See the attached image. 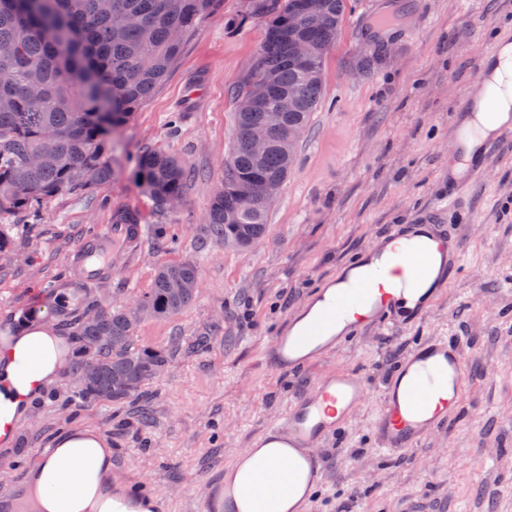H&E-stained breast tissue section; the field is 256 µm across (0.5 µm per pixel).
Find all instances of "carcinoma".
Returning <instances> with one entry per match:
<instances>
[{
    "label": "carcinoma",
    "instance_id": "1",
    "mask_svg": "<svg viewBox=\"0 0 512 512\" xmlns=\"http://www.w3.org/2000/svg\"><path fill=\"white\" fill-rule=\"evenodd\" d=\"M216 0H0V214L30 211L64 192L112 182L117 168L107 157L112 135L123 127L175 64L183 41ZM254 12L268 15L263 45L236 98L234 138L224 162V182L209 204L206 230L222 241L253 244L264 234L275 195L294 163L298 140L277 136L262 159L247 148L251 127L288 101L285 126L306 128L321 101L323 58L335 44L346 0H251ZM302 42L305 56L295 53ZM271 78L262 103H243L252 88ZM47 154L39 167L29 164ZM138 186L156 207L180 198L195 170L180 158L152 149L138 153ZM250 180L257 196L241 202L226 191ZM235 215L229 224L224 216ZM112 223L128 226V241L140 234L135 213L119 209ZM199 278L195 263L163 266L151 288L140 294L148 316L178 314L195 298L190 288L172 291L177 280ZM89 314L96 320L86 319ZM69 335L83 342L76 369L78 397L87 402L123 404L142 396L167 364L163 351L136 347L123 306L85 297V308L70 323Z\"/></svg>",
    "mask_w": 512,
    "mask_h": 512
}]
</instances>
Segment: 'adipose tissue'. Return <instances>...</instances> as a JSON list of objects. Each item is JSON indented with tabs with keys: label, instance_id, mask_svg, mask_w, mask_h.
I'll return each mask as SVG.
<instances>
[{
	"label": "adipose tissue",
	"instance_id": "obj_1",
	"mask_svg": "<svg viewBox=\"0 0 512 512\" xmlns=\"http://www.w3.org/2000/svg\"><path fill=\"white\" fill-rule=\"evenodd\" d=\"M483 78L457 118L448 175L467 177L501 129L512 125V40L501 39L482 65ZM75 342L48 310L0 333V446L9 447L32 402L67 370ZM20 512H156L157 502H134L112 474L110 441L97 430L58 433L26 475Z\"/></svg>",
	"mask_w": 512,
	"mask_h": 512
}]
</instances>
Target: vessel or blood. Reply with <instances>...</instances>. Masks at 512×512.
Returning a JSON list of instances; mask_svg holds the SVG:
<instances>
[{
	"label": "vessel or blood",
	"instance_id": "b4317fda",
	"mask_svg": "<svg viewBox=\"0 0 512 512\" xmlns=\"http://www.w3.org/2000/svg\"><path fill=\"white\" fill-rule=\"evenodd\" d=\"M424 230L427 244L416 246L401 260L381 259L377 271L350 287L338 289L303 332L277 337L272 366L282 371H300L369 326L399 330L417 322L427 311L428 302L403 306L387 291L391 280L405 285L419 283L427 275L436 252L443 258L446 274H453L462 254V239L455 228L444 230L428 224ZM100 242V237L88 236L78 247L84 259V276L89 281L99 278L107 257ZM469 385L463 352L454 339L430 338L413 347L382 388V406L373 422L380 452L399 456L422 446L447 423L449 415L459 411ZM369 392L365 372L343 369L319 376L297 393L255 442L259 448L278 443L300 451L299 456L287 460L271 458L266 468L268 481L292 484L302 470L311 474L313 484H321L324 469L319 447L348 426L354 410L366 401Z\"/></svg>",
	"mask_w": 512,
	"mask_h": 512
}]
</instances>
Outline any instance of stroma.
<instances>
[{
    "label": "stroma",
    "instance_id": "1",
    "mask_svg": "<svg viewBox=\"0 0 512 512\" xmlns=\"http://www.w3.org/2000/svg\"><path fill=\"white\" fill-rule=\"evenodd\" d=\"M385 0H349L323 63L322 100L270 208L264 237L242 248L203 229L233 142L234 92L250 73L266 18L249 0H220L186 38L167 78L132 114L109 151L118 176L101 188L45 201L41 220L11 213L0 262V330L36 306L83 308L75 254L88 227L138 212L137 245L93 284L116 305L150 288L165 264L195 263L200 287L177 315L134 328V342L166 350L161 375L140 401L84 403L65 372L32 406L11 448L0 450V512L25 471L62 427L100 429L112 466L131 488L165 498L164 512H206L223 501L224 473L319 373L365 370L370 395L349 427L321 449L326 477L312 512H512V141L470 185L458 225L461 266L420 321L372 327L307 369L280 372L265 354L316 293L397 224L448 211V142L457 109L485 57L512 40V0H396L401 21L366 25ZM149 146L195 168L177 208L157 210L139 188L135 157ZM449 336L472 387L461 413L425 446L379 453L372 420L380 388L415 345Z\"/></svg>",
    "mask_w": 512,
    "mask_h": 512
}]
</instances>
